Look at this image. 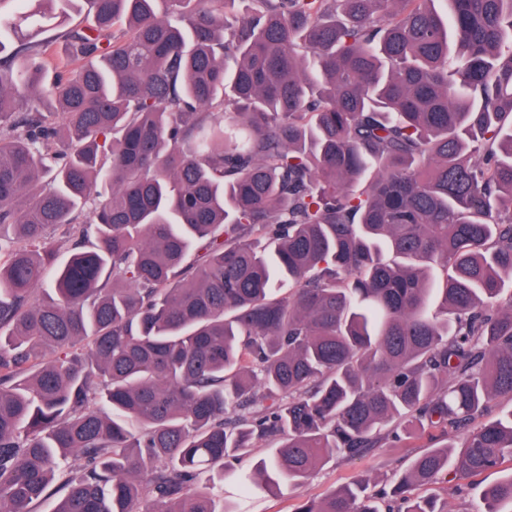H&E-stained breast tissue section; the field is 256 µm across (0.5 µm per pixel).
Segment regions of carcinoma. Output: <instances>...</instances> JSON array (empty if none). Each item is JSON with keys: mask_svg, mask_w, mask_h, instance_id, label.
Segmentation results:
<instances>
[{"mask_svg": "<svg viewBox=\"0 0 512 512\" xmlns=\"http://www.w3.org/2000/svg\"><path fill=\"white\" fill-rule=\"evenodd\" d=\"M235 2L0 0V512H235L391 424L440 445L295 512L512 461L448 440L512 398V0Z\"/></svg>", "mask_w": 512, "mask_h": 512, "instance_id": "carcinoma-1", "label": "carcinoma"}]
</instances>
